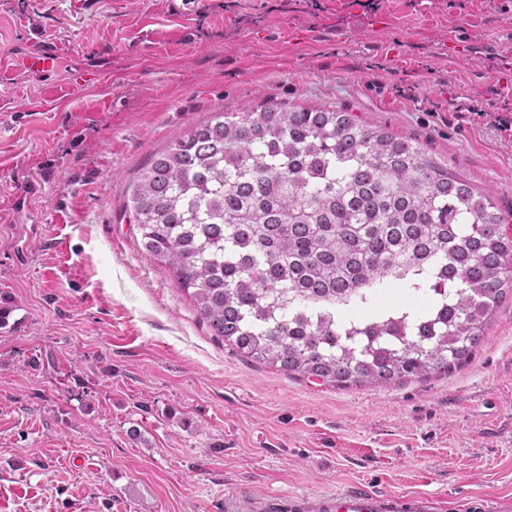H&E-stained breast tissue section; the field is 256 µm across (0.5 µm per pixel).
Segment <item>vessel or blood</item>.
<instances>
[{"label": "vessel or blood", "instance_id": "b4317fda", "mask_svg": "<svg viewBox=\"0 0 512 512\" xmlns=\"http://www.w3.org/2000/svg\"><path fill=\"white\" fill-rule=\"evenodd\" d=\"M290 512H448V499L432 492L384 494L349 487L290 498ZM464 512H512V496H487L463 506Z\"/></svg>", "mask_w": 512, "mask_h": 512}]
</instances>
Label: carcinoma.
<instances>
[{
  "label": "carcinoma",
  "instance_id": "obj_1",
  "mask_svg": "<svg viewBox=\"0 0 512 512\" xmlns=\"http://www.w3.org/2000/svg\"><path fill=\"white\" fill-rule=\"evenodd\" d=\"M131 211L224 346L335 388L464 367L512 295L494 197L324 105L213 113L142 169ZM395 285L417 304L377 307Z\"/></svg>",
  "mask_w": 512,
  "mask_h": 512
}]
</instances>
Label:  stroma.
<instances>
[{
    "label": "stroma",
    "instance_id": "35a3bbf8",
    "mask_svg": "<svg viewBox=\"0 0 512 512\" xmlns=\"http://www.w3.org/2000/svg\"><path fill=\"white\" fill-rule=\"evenodd\" d=\"M504 81L512 0H0V512L512 494V298L452 374L337 389L212 336L129 208L211 113L321 104L418 141L512 231Z\"/></svg>",
    "mask_w": 512,
    "mask_h": 512
}]
</instances>
